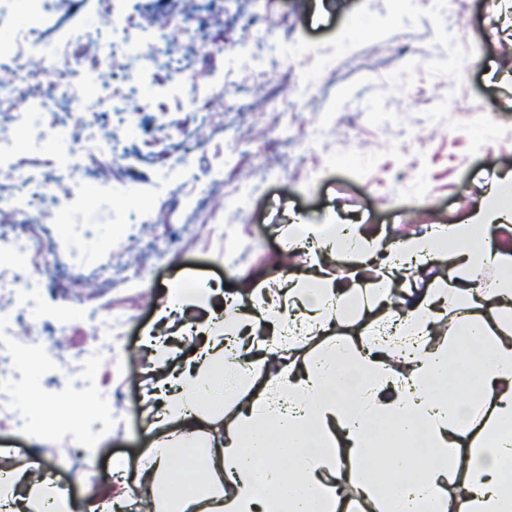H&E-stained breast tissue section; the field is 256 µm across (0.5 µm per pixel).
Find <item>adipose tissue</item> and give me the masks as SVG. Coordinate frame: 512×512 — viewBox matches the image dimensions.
Listing matches in <instances>:
<instances>
[{"label": "adipose tissue", "mask_w": 512, "mask_h": 512, "mask_svg": "<svg viewBox=\"0 0 512 512\" xmlns=\"http://www.w3.org/2000/svg\"><path fill=\"white\" fill-rule=\"evenodd\" d=\"M512 227V181L476 209L472 223L448 229L458 247L448 256L447 288L400 301L394 318L365 328L380 341L337 345L296 363L295 333L328 332L348 308L386 302L398 273L442 250L437 235L403 238L386 251L368 288L320 269L310 285L286 284L281 295L295 312L279 316L270 343L249 336L236 319L199 327L204 347L186 359L157 344L156 384L146 414L157 434L132 474L136 485L163 487L175 464L207 472L209 481L180 499L159 496L153 512H512V238L485 228ZM303 236L328 239V253L374 255L378 243L343 224H306ZM493 267L497 278L481 284ZM468 297L456 312V336L485 361L462 370L459 350L441 336L448 293ZM239 342L253 365L243 374L226 347ZM288 365H281L282 356ZM461 378L475 390L463 398L447 387ZM446 395H438L440 387ZM251 398L203 448L196 434L225 403ZM287 444H275L277 435ZM425 438L431 459L410 473V443ZM194 448L185 456L186 448ZM83 504L53 484L35 481L19 465L0 484V512H83Z\"/></svg>", "instance_id": "obj_1"}]
</instances>
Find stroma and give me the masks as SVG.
<instances>
[{
    "instance_id": "obj_1",
    "label": "stroma",
    "mask_w": 512,
    "mask_h": 512,
    "mask_svg": "<svg viewBox=\"0 0 512 512\" xmlns=\"http://www.w3.org/2000/svg\"><path fill=\"white\" fill-rule=\"evenodd\" d=\"M171 19L189 25L155 41ZM130 32L153 43L149 59L124 54ZM3 36L33 55L67 43L78 72L115 46L97 112L77 117L54 82L17 87L0 112L13 142L0 196L27 170L81 199L63 223L49 200L22 223L0 215L1 276H13L5 244L51 246L0 309L67 325L13 358L23 382L0 396L12 414L0 469L49 471L85 504L124 495L109 470L136 465L152 439L147 346L172 283L188 292L185 321L215 318L227 293L249 316L284 274L313 271L316 250L284 259L301 223L380 243L419 236L470 223L512 172V0H49L34 36L22 0H0ZM39 97L50 107L25 128ZM63 128L84 157L73 170ZM101 320L120 367L102 355L77 365Z\"/></svg>"
}]
</instances>
